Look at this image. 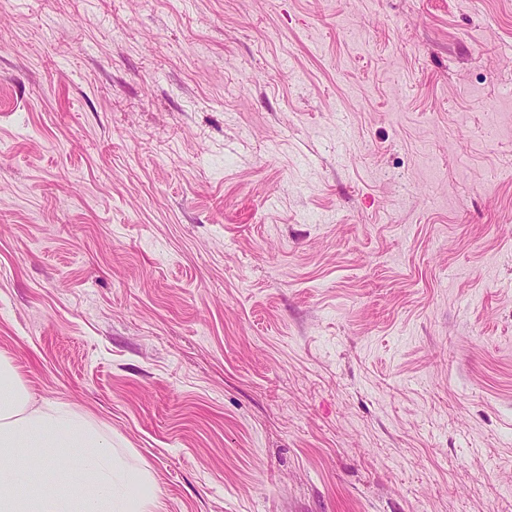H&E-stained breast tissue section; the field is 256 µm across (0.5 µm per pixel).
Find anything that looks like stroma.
<instances>
[{"label": "stroma", "instance_id": "stroma-1", "mask_svg": "<svg viewBox=\"0 0 512 512\" xmlns=\"http://www.w3.org/2000/svg\"><path fill=\"white\" fill-rule=\"evenodd\" d=\"M512 0H0V358L165 512H512Z\"/></svg>", "mask_w": 512, "mask_h": 512}]
</instances>
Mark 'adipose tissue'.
Masks as SVG:
<instances>
[{
  "label": "adipose tissue",
  "instance_id": "1",
  "mask_svg": "<svg viewBox=\"0 0 512 512\" xmlns=\"http://www.w3.org/2000/svg\"><path fill=\"white\" fill-rule=\"evenodd\" d=\"M74 453L72 466L58 457ZM41 474H34L32 464ZM0 512H163L144 468L68 404H41L0 358Z\"/></svg>",
  "mask_w": 512,
  "mask_h": 512
}]
</instances>
